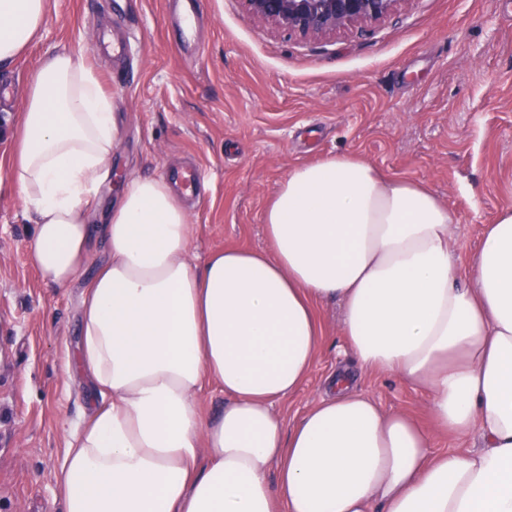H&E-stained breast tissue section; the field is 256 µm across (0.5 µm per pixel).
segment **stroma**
<instances>
[{
	"mask_svg": "<svg viewBox=\"0 0 512 512\" xmlns=\"http://www.w3.org/2000/svg\"><path fill=\"white\" fill-rule=\"evenodd\" d=\"M173 0H49L39 37L0 86V128L23 110L42 57L82 53L112 99L119 142L112 181L170 177L197 165L185 195L190 255L266 247L262 214L294 166L351 153L388 175L424 181L461 222L451 248L467 268L487 224L512 204V0H402L371 27L304 40L249 17L241 0H201L191 45ZM127 40L123 61L94 53ZM22 200L0 168V512H61L55 463L68 429L101 400L77 359L79 313L103 251L67 286L46 285L26 258ZM324 344L301 390L274 408L294 422L324 378L352 364L340 308L319 310ZM360 387L388 412L432 430L434 451L473 440L436 430L429 398L398 376L369 371Z\"/></svg>",
	"mask_w": 512,
	"mask_h": 512,
	"instance_id": "35a3bbf8",
	"label": "stroma"
}]
</instances>
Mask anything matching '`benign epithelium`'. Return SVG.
<instances>
[{"label": "benign epithelium", "mask_w": 512, "mask_h": 512, "mask_svg": "<svg viewBox=\"0 0 512 512\" xmlns=\"http://www.w3.org/2000/svg\"><path fill=\"white\" fill-rule=\"evenodd\" d=\"M246 12L275 30L303 38H329L390 16L400 0H242Z\"/></svg>", "instance_id": "7a95c632"}]
</instances>
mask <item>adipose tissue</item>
<instances>
[{
	"label": "adipose tissue",
	"mask_w": 512,
	"mask_h": 512,
	"mask_svg": "<svg viewBox=\"0 0 512 512\" xmlns=\"http://www.w3.org/2000/svg\"><path fill=\"white\" fill-rule=\"evenodd\" d=\"M46 14L47 0H0V66ZM117 138L82 56L47 55L10 135L28 260L63 286L95 242L106 255L77 344L102 404L56 464L62 512H512V205L463 276L448 245L456 211L421 181L328 155L280 180L262 216L269 249L197 264L167 180L132 178L92 210ZM329 301L359 369L428 391L438 425L475 448L433 454L346 370L285 424L272 405L305 382ZM208 382L224 403L207 418L196 396Z\"/></svg>",
	"instance_id": "adipose-tissue-1"
}]
</instances>
